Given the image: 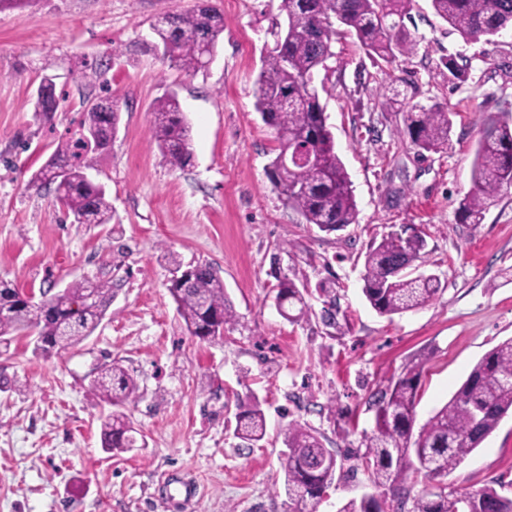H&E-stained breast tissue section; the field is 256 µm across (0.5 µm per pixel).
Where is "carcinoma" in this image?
Segmentation results:
<instances>
[{
    "label": "carcinoma",
    "mask_w": 512,
    "mask_h": 512,
    "mask_svg": "<svg viewBox=\"0 0 512 512\" xmlns=\"http://www.w3.org/2000/svg\"><path fill=\"white\" fill-rule=\"evenodd\" d=\"M411 0H281L280 15L288 36L263 58L256 81L255 108L275 132L278 151L309 146L320 163L300 172L270 164L269 177L286 204L307 224L334 232L356 223L357 204L350 176L338 153L317 90L314 73L332 57V43L344 33L354 34L366 53L385 62L412 55L415 41L404 24ZM437 16L466 41L491 42V37L512 32V0H431ZM170 63L186 72L202 69L201 46L217 47L224 33V17L209 3L170 13L152 25ZM458 82L468 80L466 62L445 61ZM55 85L37 91L36 112L49 117L55 110ZM151 137L172 167L192 163L189 124L179 101L169 96L157 101ZM453 113L439 105L412 107L404 115L412 143L424 151L448 145ZM119 123L118 100L102 99L88 105L82 125L98 128L103 147L111 143V127ZM96 154L86 151L82 138L59 143L50 159L36 171L30 184L49 187L55 169L68 168L64 187L54 188L55 200L65 215L88 224L112 223V202L106 189L86 180ZM473 189L457 208L459 222L480 224L500 193L512 187V124L495 116L484 119L473 162ZM420 234L391 232L370 245L365 254L362 292L372 308L392 316L419 309L441 287L434 275H413L411 268L425 254ZM181 278L169 279L168 292L190 335L210 340L235 321V311L224 293V281L208 263L182 266L169 258ZM21 291L0 281V344L9 336L35 331L43 354L74 347L89 337L106 316L113 297L112 281L75 280L49 297L45 312L35 315L23 305ZM277 310L295 322L309 315L310 307L297 285L279 280ZM423 361L411 362L386 389L370 396L375 410L371 431H362L365 451L357 455L377 493L344 504L339 512H385L387 500L397 512H512V497L487 486L458 493L447 490L445 478L512 414V338L494 346L469 372L452 398L414 431ZM90 394L103 403L119 406L137 398L135 379L117 362L104 366L89 385ZM235 435L254 446L266 435L265 413L255 396L238 404ZM101 447L124 451L134 446L130 421L112 412L100 425ZM287 448L284 492L290 512H317L316 491L334 479L336 455L324 448L322 436L297 422L284 432ZM421 474L428 486L411 494L406 481ZM410 510H405L406 505Z\"/></svg>",
    "instance_id": "cac0c4a2"
}]
</instances>
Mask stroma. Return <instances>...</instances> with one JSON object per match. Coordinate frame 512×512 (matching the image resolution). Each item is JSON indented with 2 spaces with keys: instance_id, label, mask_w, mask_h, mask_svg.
Listing matches in <instances>:
<instances>
[{
  "instance_id": "35a3bbf8",
  "label": "stroma",
  "mask_w": 512,
  "mask_h": 512,
  "mask_svg": "<svg viewBox=\"0 0 512 512\" xmlns=\"http://www.w3.org/2000/svg\"><path fill=\"white\" fill-rule=\"evenodd\" d=\"M224 15L213 62L186 74L164 57L152 25L198 0H36L0 12V280L59 291L76 279L111 281L112 305L79 345L42 355L30 336L0 345V512H289L280 453L291 422L323 436L342 467L317 512H339L371 492L355 454L374 413L367 399L422 360L416 422L445 405L472 367L512 337V188L483 223L462 224L460 200L485 116H512V34L468 43L412 0L410 57L373 61L355 36L332 45L314 75L336 151L352 181L357 220L325 233L305 224L271 183L275 134L255 109V82L280 0H211ZM470 64L467 82L444 65ZM101 71L87 84L90 68ZM55 78L58 108L35 114L37 88ZM399 90L397 104L384 94ZM176 95L193 161L172 168L149 127L154 103ZM120 102L118 131L92 179L114 210L109 224H76L32 174L83 119L87 99ZM436 104L453 112L447 147L419 150L403 114ZM420 230L423 272L442 287L427 305L378 314L362 293L368 246ZM218 269L236 321L223 337L191 336L167 291L168 255ZM289 278L311 308L296 323L274 305ZM326 285L337 327L321 320ZM135 378L122 405L136 443L105 452L108 404L88 394L99 366ZM263 402L267 435H234L237 400ZM197 495H179L181 481ZM458 492L486 486L512 497V415L449 476Z\"/></svg>"
}]
</instances>
